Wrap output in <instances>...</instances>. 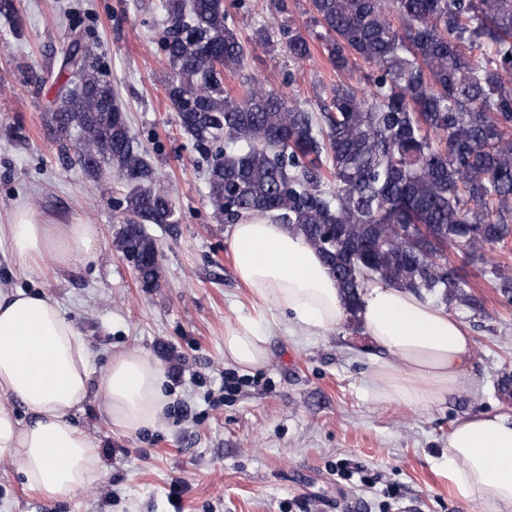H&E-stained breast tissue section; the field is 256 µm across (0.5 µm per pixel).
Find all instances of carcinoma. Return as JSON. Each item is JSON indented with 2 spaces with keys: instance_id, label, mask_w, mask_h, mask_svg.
Returning a JSON list of instances; mask_svg holds the SVG:
<instances>
[{
  "instance_id": "cac0c4a2",
  "label": "carcinoma",
  "mask_w": 512,
  "mask_h": 512,
  "mask_svg": "<svg viewBox=\"0 0 512 512\" xmlns=\"http://www.w3.org/2000/svg\"><path fill=\"white\" fill-rule=\"evenodd\" d=\"M166 93L207 161L209 198L229 223L270 218L322 254L355 307L380 279L472 308L448 245L472 262L512 237V0H309L313 27L278 28L304 62L320 43L338 71L373 67L368 93L336 83L302 103L261 83L233 95L224 76L248 54L221 0H162ZM51 128L94 181L124 189L113 244L138 281H159L149 224H177L170 187L132 134L112 80L83 35Z\"/></svg>"
}]
</instances>
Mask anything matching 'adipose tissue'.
<instances>
[{"mask_svg": "<svg viewBox=\"0 0 512 512\" xmlns=\"http://www.w3.org/2000/svg\"><path fill=\"white\" fill-rule=\"evenodd\" d=\"M236 274L256 302L253 313L224 328V360L249 374L269 360L268 311L288 318L290 331L319 336L347 316V301L321 254L288 226L246 218L232 229ZM21 273L45 257L58 265L97 262L96 225L51 221L27 205L0 224V249ZM356 316L389 358L374 369L372 394L381 403L427 410L469 380L475 342L451 313L382 281L359 292ZM161 365L137 349L113 355L95 374L92 354L45 292L0 290V461L18 466L29 489L69 499L98 478L89 434L72 416L91 391L115 430L155 426L168 397ZM448 478L464 500L485 512H512V413L482 412L457 419L448 431Z\"/></svg>", "mask_w": 512, "mask_h": 512, "instance_id": "adipose-tissue-1", "label": "adipose tissue"}]
</instances>
